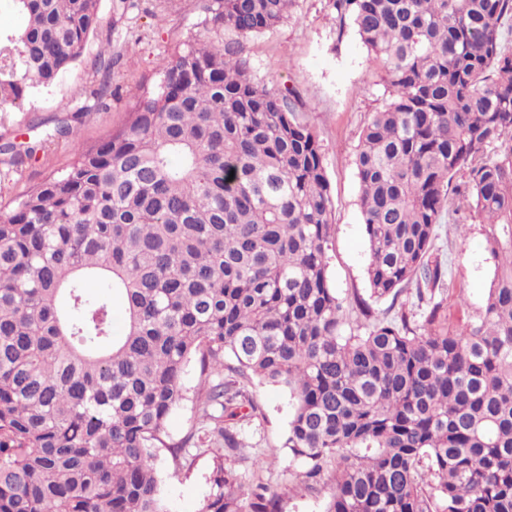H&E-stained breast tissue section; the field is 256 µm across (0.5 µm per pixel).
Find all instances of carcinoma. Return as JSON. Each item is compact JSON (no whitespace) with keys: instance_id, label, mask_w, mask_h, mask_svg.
<instances>
[{"instance_id":"1","label":"carcinoma","mask_w":512,"mask_h":512,"mask_svg":"<svg viewBox=\"0 0 512 512\" xmlns=\"http://www.w3.org/2000/svg\"><path fill=\"white\" fill-rule=\"evenodd\" d=\"M12 2L25 23L0 31L1 106L53 85L100 23L99 0ZM193 2L205 38L175 46L121 128L85 148L80 108L0 145L16 169L51 139L77 153L0 210V512H174L157 460L195 446L167 432L191 364L218 444L199 512H278L224 470L255 378L290 393L296 478L314 490L335 461L326 512H512V149L487 153L512 141V0H333L392 88L355 160L367 280L427 301L418 322L402 309L357 334L330 281L318 137L247 46L293 0ZM120 59L97 54V101ZM463 208L497 265L479 323L454 330L433 249Z\"/></svg>"}]
</instances>
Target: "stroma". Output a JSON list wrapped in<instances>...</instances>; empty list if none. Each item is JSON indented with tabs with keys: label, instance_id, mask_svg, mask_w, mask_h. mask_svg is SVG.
I'll use <instances>...</instances> for the list:
<instances>
[{
	"label": "stroma",
	"instance_id": "obj_1",
	"mask_svg": "<svg viewBox=\"0 0 512 512\" xmlns=\"http://www.w3.org/2000/svg\"><path fill=\"white\" fill-rule=\"evenodd\" d=\"M119 0H100L101 22L89 36L83 60L57 82L34 91L20 105L0 107V143L23 141L30 121L51 129L75 110L83 115L78 138L92 146L129 117L143 86L151 83L159 65L173 47L197 34L198 16L192 0H134L120 13ZM128 40L132 51L112 72L113 95L105 104L88 108L91 89L101 80L93 60L102 45L116 38ZM248 47L254 76L281 90H289L301 122L312 128L322 145L323 163L331 185L335 234L328 252L331 282L351 315V326L363 330L367 318L356 303L364 301L373 316H393L390 299L372 297L366 277L368 244L359 210L360 186L355 158L363 127L372 112L389 101L391 89L384 69L373 62L350 22L340 21L331 0H293L286 23L250 38ZM71 144L48 143L37 162L15 170L0 163V209L8 210L28 191L53 173L73 163ZM487 224L463 210L443 221L438 229L434 256L450 282L441 292L450 327L462 329L477 322L485 305L495 270L486 248ZM370 315V316H371ZM259 409L238 422L242 448L224 459L247 486L263 484L278 495L279 512H325L335 472L334 462L323 465L316 490L297 478L304 463L295 458L285 441L291 397L283 387L253 383L248 387ZM209 440L180 459L161 451L157 468L166 494L177 512H199L216 475Z\"/></svg>",
	"mask_w": 512,
	"mask_h": 512
}]
</instances>
